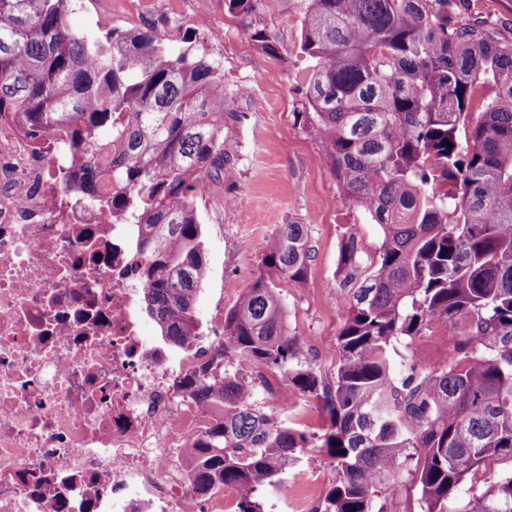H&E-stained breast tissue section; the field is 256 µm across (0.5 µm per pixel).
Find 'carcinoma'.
Instances as JSON below:
<instances>
[{"mask_svg": "<svg viewBox=\"0 0 512 512\" xmlns=\"http://www.w3.org/2000/svg\"><path fill=\"white\" fill-rule=\"evenodd\" d=\"M75 0H0V113L82 158L62 191L134 225L142 305L163 342L202 335L195 301L209 277L197 200L225 175L224 71L186 34L73 31ZM268 0H224L241 33L276 50ZM294 3L306 61L305 111L346 201L380 226L371 271L355 235L340 250L339 361L327 381L301 358L281 285L303 287L310 247L283 224L223 338L183 383L207 409L184 449L198 495L237 492L235 512L315 452L336 479L316 512H387L412 476L420 512H512V472L481 491L486 461L512 460V37L465 23L456 0ZM491 86L478 115L476 91ZM464 127L465 137L458 135ZM462 326L457 354L399 378L402 338ZM267 367L329 415L309 435L255 402L234 362ZM384 493L377 503L374 494Z\"/></svg>", "mask_w": 512, "mask_h": 512, "instance_id": "1", "label": "carcinoma"}]
</instances>
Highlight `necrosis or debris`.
<instances>
[{
	"instance_id": "1",
	"label": "necrosis or debris",
	"mask_w": 512,
	"mask_h": 512,
	"mask_svg": "<svg viewBox=\"0 0 512 512\" xmlns=\"http://www.w3.org/2000/svg\"><path fill=\"white\" fill-rule=\"evenodd\" d=\"M62 166L0 115V512H223L179 455L210 417L177 383L212 342L144 340L130 227L76 207Z\"/></svg>"
}]
</instances>
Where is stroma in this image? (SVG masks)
<instances>
[{"label": "stroma", "mask_w": 512, "mask_h": 512, "mask_svg": "<svg viewBox=\"0 0 512 512\" xmlns=\"http://www.w3.org/2000/svg\"><path fill=\"white\" fill-rule=\"evenodd\" d=\"M69 22L93 34L152 26L174 44L189 32L221 64L224 154L233 177L215 182L198 203L210 277L197 298V317L206 330L223 320L257 277L278 227L305 225L311 248L307 284L282 287L288 328L303 359L331 377L342 327L334 302L341 244L353 234L364 254L376 255L381 230L344 199L320 138L295 120L306 103L296 13L270 0L264 23L278 47L274 53L241 34L224 0H77ZM459 333L453 325H433L404 339L402 348L421 372L453 353ZM280 386L292 401L289 419L307 433L323 434L329 416L321 402L299 394L288 381ZM286 477L287 502L267 488L261 493L265 512H297L305 501L321 502L334 478L333 463L314 453Z\"/></svg>", "instance_id": "obj_1"}]
</instances>
